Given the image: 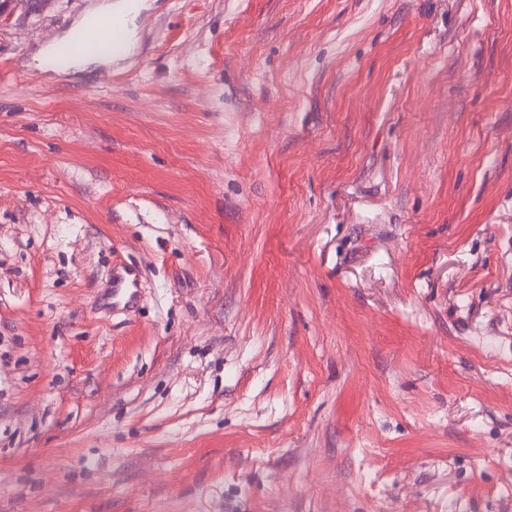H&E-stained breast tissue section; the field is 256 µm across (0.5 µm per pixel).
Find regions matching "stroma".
<instances>
[{"instance_id":"1","label":"stroma","mask_w":512,"mask_h":512,"mask_svg":"<svg viewBox=\"0 0 512 512\" xmlns=\"http://www.w3.org/2000/svg\"><path fill=\"white\" fill-rule=\"evenodd\" d=\"M125 2L0 13V512H512V0H139L43 67ZM112 15V4L101 5L89 12L83 19L85 26L91 20L99 17ZM123 38V29L118 19L110 17L93 20L89 25L74 32L71 36L70 50L61 52L59 47H53L48 57V64L53 67L69 65L76 50L91 53L98 51L101 42H108L112 39V48H117ZM142 271L133 264H115L112 269V304L130 308L142 297Z\"/></svg>"}]
</instances>
